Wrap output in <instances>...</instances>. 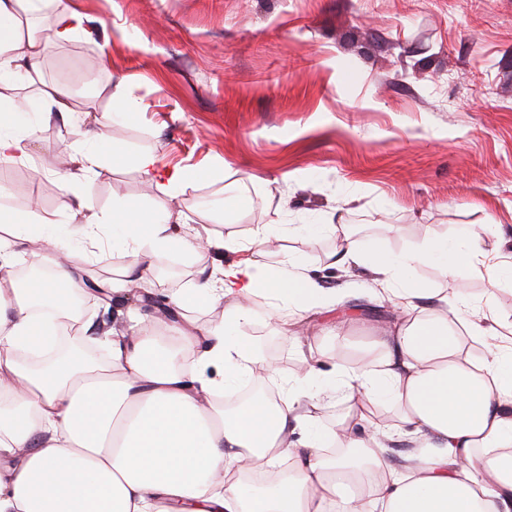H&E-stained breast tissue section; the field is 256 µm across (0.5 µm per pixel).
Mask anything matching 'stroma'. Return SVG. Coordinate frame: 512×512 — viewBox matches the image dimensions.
Listing matches in <instances>:
<instances>
[{
	"label": "stroma",
	"mask_w": 512,
	"mask_h": 512,
	"mask_svg": "<svg viewBox=\"0 0 512 512\" xmlns=\"http://www.w3.org/2000/svg\"><path fill=\"white\" fill-rule=\"evenodd\" d=\"M86 31L51 46L37 82L78 89L81 122L53 120L27 140L24 165L0 164L8 206L66 224L79 223L75 195L93 211L113 195L172 215L178 234L206 227L212 237H247L251 228L345 224L364 248L400 252L429 234L490 227L512 254V0H73ZM132 110L110 121L111 95ZM110 123L114 143L154 152L167 167L195 171L168 190L147 182L127 161H106L81 176L85 134ZM223 165L224 181L208 174ZM79 176L62 188L59 168ZM239 199L224 214L225 198ZM337 238L298 235L280 253L324 269L326 283L352 289L335 309L291 317L281 327L257 320L251 343L278 380L311 366L331 367L351 352L338 339L369 336L395 316L365 314L373 282L361 268L329 267ZM230 256L180 252L160 256L140 292L172 297L200 265ZM126 264L111 235L79 276L111 287ZM420 276L449 292L490 298L496 320L512 326V289L490 291L486 277L465 285L430 266ZM94 336H138L157 314L85 302Z\"/></svg>",
	"instance_id": "35a3bbf8"
}]
</instances>
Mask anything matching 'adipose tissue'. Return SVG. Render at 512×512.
Wrapping results in <instances>:
<instances>
[{
	"mask_svg": "<svg viewBox=\"0 0 512 512\" xmlns=\"http://www.w3.org/2000/svg\"><path fill=\"white\" fill-rule=\"evenodd\" d=\"M53 7L48 30L31 14ZM86 16L68 0H0V163H26V139L53 112L72 117L69 92L43 86L36 97L13 96L32 79L50 45L84 32ZM130 157L148 180L170 188L194 179L187 168L164 169L156 154ZM60 224L33 212L0 206V512H512V344L492 345L482 361L470 359L467 341L489 333L471 317V299L448 295L420 281L422 265L464 281L486 273L491 287L512 283V259L483 234L465 230L431 234L414 249L363 250L351 231L341 234L343 260L369 270L389 288L386 301L398 319L331 370L310 368L281 387L278 402L256 398L225 410L222 398L239 382L274 379L276 369L248 342L256 320L254 297L268 299L265 318L335 308L346 289L324 287L307 262L286 255L268 263L273 237L300 233L286 224L266 226L247 239L208 234L179 236L164 210H144L116 196L110 210ZM128 256L127 280L144 279L160 255L202 253L219 246L236 254L223 267H200L174 299L180 309L223 305L224 320L201 333L106 339L101 364L73 351L45 368L21 360L24 352L53 346L72 314L80 287L75 247H93L104 231ZM37 240L49 251L30 263L49 277L20 285L11 245ZM196 352L195 369L179 364L183 349ZM343 394L348 406L335 430L321 432L313 411L322 396ZM384 402L393 425L372 419ZM396 432L411 447L393 461L386 439ZM288 460L287 474L264 485L244 484L256 469Z\"/></svg>",
	"mask_w": 512,
	"mask_h": 512,
	"instance_id": "1",
	"label": "adipose tissue"
}]
</instances>
